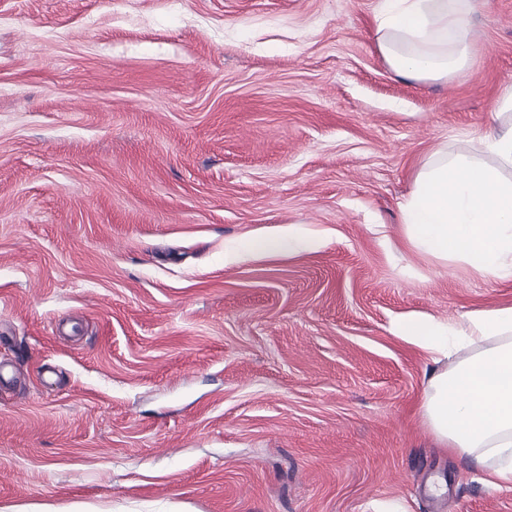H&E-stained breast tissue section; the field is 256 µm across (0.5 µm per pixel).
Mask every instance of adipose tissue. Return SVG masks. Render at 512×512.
<instances>
[{
	"label": "adipose tissue",
	"mask_w": 512,
	"mask_h": 512,
	"mask_svg": "<svg viewBox=\"0 0 512 512\" xmlns=\"http://www.w3.org/2000/svg\"><path fill=\"white\" fill-rule=\"evenodd\" d=\"M481 0H381L378 47L400 76L460 75L470 54V19ZM505 119L467 148L442 147L416 173L401 204L407 241L423 255L453 259L477 274L512 279V87ZM397 337L426 352L421 416L439 444L473 456L486 481L512 487V306L475 310L458 321L409 316Z\"/></svg>",
	"instance_id": "1"
}]
</instances>
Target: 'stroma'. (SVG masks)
<instances>
[{
	"instance_id": "obj_1",
	"label": "stroma",
	"mask_w": 512,
	"mask_h": 512,
	"mask_svg": "<svg viewBox=\"0 0 512 512\" xmlns=\"http://www.w3.org/2000/svg\"><path fill=\"white\" fill-rule=\"evenodd\" d=\"M380 0H0V507L512 512L395 321L512 306L407 242L421 162L496 124L512 0L397 75ZM297 228L310 251L259 252Z\"/></svg>"
}]
</instances>
